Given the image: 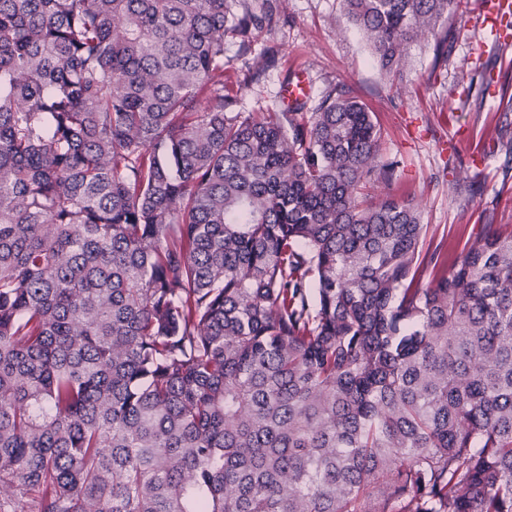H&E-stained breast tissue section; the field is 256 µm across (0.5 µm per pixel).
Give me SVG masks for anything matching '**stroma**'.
<instances>
[{"mask_svg": "<svg viewBox=\"0 0 512 512\" xmlns=\"http://www.w3.org/2000/svg\"><path fill=\"white\" fill-rule=\"evenodd\" d=\"M477 0H455L456 37L434 68L437 34L414 44L399 84H390L339 0H284L250 53L224 39V84L238 88V109L278 106L295 71L306 74L311 102L340 86L363 102L381 128L380 158L396 161L375 199L411 204L427 227L425 244L451 250L485 224L512 229V37L481 28ZM275 52L259 82L249 66Z\"/></svg>", "mask_w": 512, "mask_h": 512, "instance_id": "1", "label": "stroma"}]
</instances>
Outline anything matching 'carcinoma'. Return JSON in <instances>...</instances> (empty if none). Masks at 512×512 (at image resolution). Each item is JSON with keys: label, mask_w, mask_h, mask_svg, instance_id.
Segmentation results:
<instances>
[{"label": "carcinoma", "mask_w": 512, "mask_h": 512, "mask_svg": "<svg viewBox=\"0 0 512 512\" xmlns=\"http://www.w3.org/2000/svg\"><path fill=\"white\" fill-rule=\"evenodd\" d=\"M454 0H340L379 69ZM280 0H0V512H512V231L423 249Z\"/></svg>", "instance_id": "cac0c4a2"}]
</instances>
